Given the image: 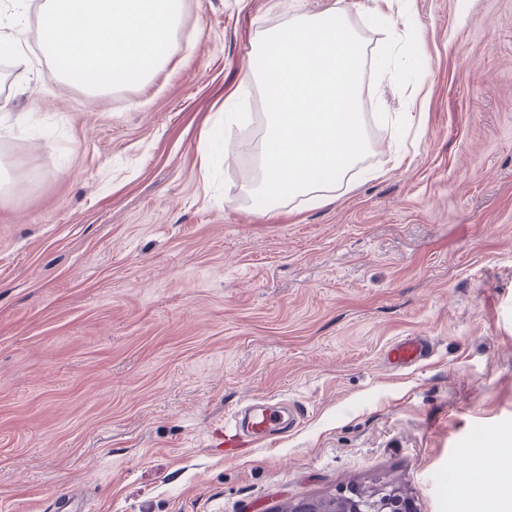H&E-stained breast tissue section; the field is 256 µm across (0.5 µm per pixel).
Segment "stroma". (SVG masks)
I'll list each match as a JSON object with an SVG mask.
<instances>
[{
	"instance_id": "obj_1",
	"label": "stroma",
	"mask_w": 512,
	"mask_h": 512,
	"mask_svg": "<svg viewBox=\"0 0 512 512\" xmlns=\"http://www.w3.org/2000/svg\"><path fill=\"white\" fill-rule=\"evenodd\" d=\"M327 5L182 0L177 53L95 96L31 42L0 65V512H281L379 477L482 512L448 474L512 450V0H353L370 148L333 203L269 210L252 46ZM416 335L432 357L391 370ZM270 395L300 425L226 455ZM433 344L427 336H404L392 342L386 363L393 370L417 366L431 357Z\"/></svg>"
}]
</instances>
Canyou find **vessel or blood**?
<instances>
[{"instance_id": "b4317fda", "label": "vessel or blood", "mask_w": 512, "mask_h": 512, "mask_svg": "<svg viewBox=\"0 0 512 512\" xmlns=\"http://www.w3.org/2000/svg\"><path fill=\"white\" fill-rule=\"evenodd\" d=\"M433 344L425 336H404L392 342L386 352V363L394 370L410 368L429 359ZM301 414L269 400H256L234 410L224 420V445L227 448H249L271 436L294 430Z\"/></svg>"}]
</instances>
